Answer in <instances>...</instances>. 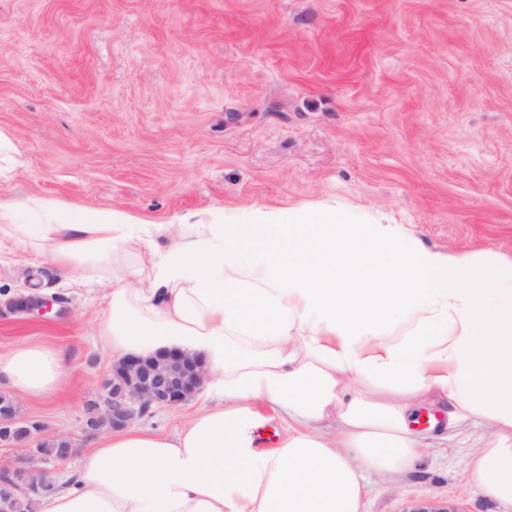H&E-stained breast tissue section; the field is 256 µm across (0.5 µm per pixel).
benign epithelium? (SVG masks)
Masks as SVG:
<instances>
[{
  "label": "benign epithelium",
  "mask_w": 512,
  "mask_h": 512,
  "mask_svg": "<svg viewBox=\"0 0 512 512\" xmlns=\"http://www.w3.org/2000/svg\"><path fill=\"white\" fill-rule=\"evenodd\" d=\"M208 381L203 364L181 351H164L153 356H127L112 364L102 381L101 400L88 406L86 431L119 430L154 407L175 408L197 393ZM43 425L21 416L18 400L0 405V445H25L30 448L28 459L21 467H0V512H12L16 491L22 489L31 474L50 475L40 466L44 461L31 447L34 433ZM402 512H459L447 502L431 497L414 501Z\"/></svg>",
  "instance_id": "obj_1"
}]
</instances>
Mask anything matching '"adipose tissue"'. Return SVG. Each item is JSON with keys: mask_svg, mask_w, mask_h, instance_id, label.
Here are the masks:
<instances>
[{"mask_svg": "<svg viewBox=\"0 0 512 512\" xmlns=\"http://www.w3.org/2000/svg\"><path fill=\"white\" fill-rule=\"evenodd\" d=\"M32 204L42 223L9 236L65 275L147 244L145 287L113 281L98 334L121 357L200 359L218 399L173 434L100 435L34 512H360L366 474L401 476L465 425L483 433L467 462L475 491L512 505V260L436 251L336 208L169 224L161 248L154 225L68 224L60 204ZM65 364L59 349L21 346L0 374L45 397ZM431 396L448 406L445 433L409 426ZM267 409L290 430L260 450Z\"/></svg>", "mask_w": 512, "mask_h": 512, "instance_id": "adipose-tissue-1", "label": "adipose tissue"}]
</instances>
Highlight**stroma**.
I'll return each instance as SVG.
<instances>
[{
    "mask_svg": "<svg viewBox=\"0 0 512 512\" xmlns=\"http://www.w3.org/2000/svg\"><path fill=\"white\" fill-rule=\"evenodd\" d=\"M0 227L37 224L31 198L139 224L250 222L337 207L400 224L431 249L512 258V0H0ZM123 267L63 276L0 238V354H66L54 395L18 399L42 438H70L113 356L97 335ZM27 297L48 316L14 311ZM213 397L152 408L172 433ZM428 449L413 473L365 477L361 512L424 495L512 512L476 494L467 448Z\"/></svg>",
    "mask_w": 512,
    "mask_h": 512,
    "instance_id": "35a3bbf8",
    "label": "stroma"
}]
</instances>
